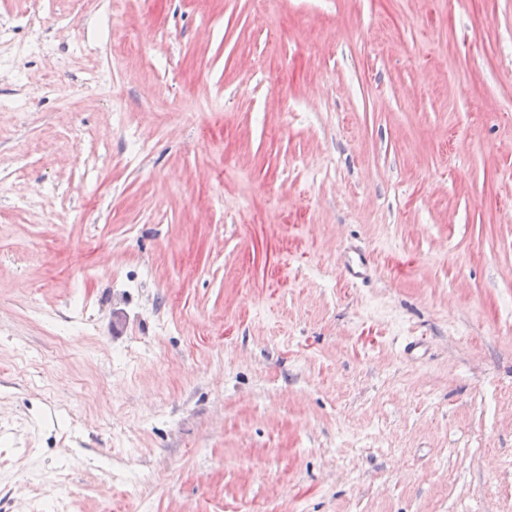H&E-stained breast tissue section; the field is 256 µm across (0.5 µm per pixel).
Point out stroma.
Returning a JSON list of instances; mask_svg holds the SVG:
<instances>
[{
	"label": "stroma",
	"instance_id": "obj_1",
	"mask_svg": "<svg viewBox=\"0 0 512 512\" xmlns=\"http://www.w3.org/2000/svg\"><path fill=\"white\" fill-rule=\"evenodd\" d=\"M130 478L512 512V0H0V512ZM339 267L342 276L348 282L357 283L368 279L372 270V261L358 249L350 248L345 252Z\"/></svg>",
	"mask_w": 512,
	"mask_h": 512
}]
</instances>
